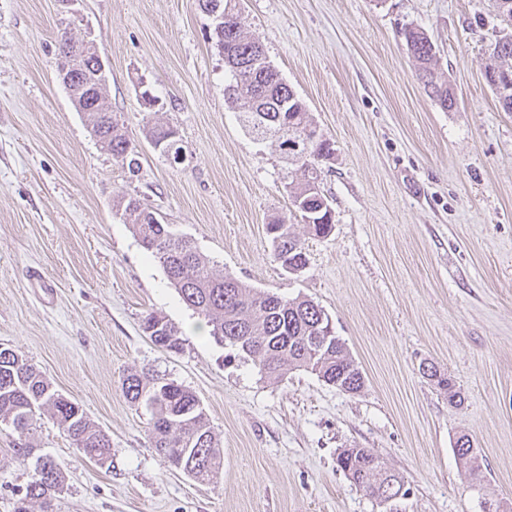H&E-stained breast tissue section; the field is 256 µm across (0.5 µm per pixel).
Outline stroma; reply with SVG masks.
<instances>
[{"label": "stroma", "mask_w": 512, "mask_h": 512, "mask_svg": "<svg viewBox=\"0 0 512 512\" xmlns=\"http://www.w3.org/2000/svg\"><path fill=\"white\" fill-rule=\"evenodd\" d=\"M240 22L306 105L332 154L320 188L329 236L309 232L275 143L258 141L224 98V56L200 0H0V347L28 360L112 440L105 467L50 416L33 441L61 467L57 512H481L512 505V112L485 78L502 33L495 0H242ZM423 30L436 75L426 92L402 27ZM92 36L107 102L139 156L117 162L54 67L58 35ZM158 96L149 105L143 90ZM176 130L182 163L150 129ZM133 197L191 237L218 273L312 300L364 376L346 393L291 369L274 380L211 336L147 255L116 204ZM292 224L307 265L288 274L267 224ZM151 312L182 331L154 345ZM435 365L464 400L424 374ZM149 367L196 393L224 452L208 483L170 467L150 413L126 398ZM468 435L483 480L460 468ZM0 425V512L28 467ZM372 449L404 493L381 503L338 468ZM142 325L143 331L160 348L170 352H178L182 348L181 331L166 317L149 313L144 317Z\"/></svg>", "instance_id": "35a3bbf8"}]
</instances>
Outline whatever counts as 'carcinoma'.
Segmentation results:
<instances>
[{"label": "carcinoma", "mask_w": 512, "mask_h": 512, "mask_svg": "<svg viewBox=\"0 0 512 512\" xmlns=\"http://www.w3.org/2000/svg\"><path fill=\"white\" fill-rule=\"evenodd\" d=\"M402 35L418 64L424 86L431 90L442 109L451 110L456 100L448 85L437 81L432 68L436 56L432 42L415 27L405 28ZM213 39L224 54V97L242 113L243 124L254 138L271 140L281 148L289 142V132L314 126L305 105L292 88L283 84L278 72L266 73L255 84L239 78V67L254 60L262 47L258 38L242 30L240 22L224 26ZM96 56L94 46L81 41L69 58L70 79L82 89L73 104L77 111L86 114L92 132L112 157L132 168L138 165L134 150L112 118L104 88L100 87L95 68L90 66ZM493 57L498 64L488 71L512 74V48L495 49ZM151 140L155 145L162 144L161 154L169 161L181 163L183 150L173 129L155 126ZM311 164L312 170L303 173L301 181L289 183L291 200L300 201L307 215L318 220L308 225L310 231L325 237L333 224L321 222L328 214V199L316 187L322 161L313 159ZM119 206L142 247L161 265L187 307L204 317L216 341L246 354L270 378L278 379L286 374L287 367L294 366L316 374L328 384L338 381L351 393L364 386V377L344 343L331 333L328 316L312 301L256 292L231 274L218 275L192 240L170 224L153 222L151 211L140 201L131 198L119 202ZM266 232L281 267L306 266L307 256L289 225L277 220L266 225ZM143 331L166 351L177 352L182 348L181 331L164 316L147 314ZM428 377L448 393L449 402L460 397L447 374L433 369ZM123 390L127 399L150 411L153 448L172 467L200 482L219 473L224 456L194 392L146 367L128 374ZM46 413L89 458L98 463L112 458L110 437L87 419L76 402L58 393L21 352L0 348V422L8 424L17 436L16 458L24 464L32 463L15 512H30L33 503L39 504L41 512H54L56 496L63 489L60 466L47 456H34L35 449L30 446L39 420ZM455 454L465 470L472 474L481 470V458L468 436L457 439ZM337 464L351 482L373 497L388 501L401 494L402 481L382 471L381 461L368 448L343 449Z\"/></svg>", "instance_id": "obj_1"}]
</instances>
